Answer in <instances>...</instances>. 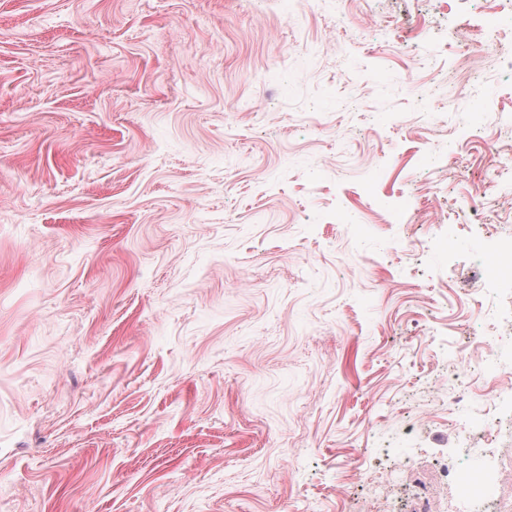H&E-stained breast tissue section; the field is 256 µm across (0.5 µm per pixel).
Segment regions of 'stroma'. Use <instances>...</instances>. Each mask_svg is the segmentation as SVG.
<instances>
[{"mask_svg":"<svg viewBox=\"0 0 512 512\" xmlns=\"http://www.w3.org/2000/svg\"><path fill=\"white\" fill-rule=\"evenodd\" d=\"M510 196L512 0H0V512L481 463L424 413L468 337L512 369Z\"/></svg>","mask_w":512,"mask_h":512,"instance_id":"obj_1","label":"stroma"}]
</instances>
